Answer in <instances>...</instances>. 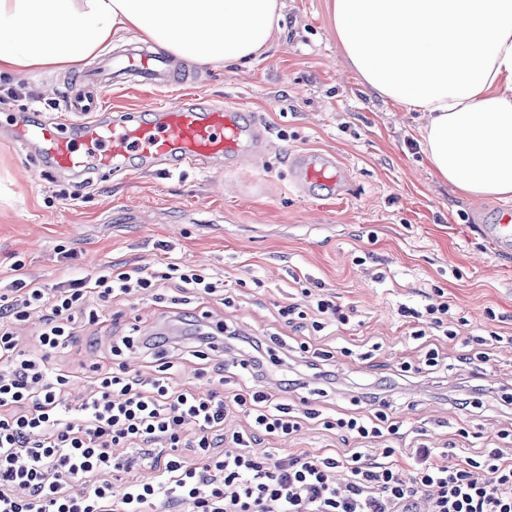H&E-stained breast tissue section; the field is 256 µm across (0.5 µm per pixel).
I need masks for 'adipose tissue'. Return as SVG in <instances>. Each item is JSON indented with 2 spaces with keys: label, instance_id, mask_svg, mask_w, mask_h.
<instances>
[{
  "label": "adipose tissue",
  "instance_id": "1",
  "mask_svg": "<svg viewBox=\"0 0 512 512\" xmlns=\"http://www.w3.org/2000/svg\"><path fill=\"white\" fill-rule=\"evenodd\" d=\"M280 0H0V75L82 64L114 36L200 66L258 59ZM363 82L427 113L434 173L471 198L512 199V0H331Z\"/></svg>",
  "mask_w": 512,
  "mask_h": 512
}]
</instances>
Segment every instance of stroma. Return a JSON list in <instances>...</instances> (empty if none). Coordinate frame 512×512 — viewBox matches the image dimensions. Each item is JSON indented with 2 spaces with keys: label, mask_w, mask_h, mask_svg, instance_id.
<instances>
[{
  "label": "stroma",
  "mask_w": 512,
  "mask_h": 512,
  "mask_svg": "<svg viewBox=\"0 0 512 512\" xmlns=\"http://www.w3.org/2000/svg\"><path fill=\"white\" fill-rule=\"evenodd\" d=\"M329 0H281L283 20L269 50L248 65L182 63L167 88L112 91L113 113L141 115L157 104L192 101L236 105L264 136L260 153L233 166L146 169L130 161L117 172L89 169L77 197L71 173H44L11 135L13 113L47 121L64 113L68 70L0 77V294L21 266L46 288L114 265L160 276L158 288L98 307L56 367L81 394L94 363L113 337L194 336L220 321L268 339L282 364L265 382L278 401L302 413L289 439H264L260 452L343 451L348 441L324 421L384 411L399 435L377 447L410 455L413 448H451L480 457L488 449L512 456V249H499L482 230L502 202L453 191L432 171L421 147L424 112H408L363 86L337 45ZM334 155L347 189L326 198L317 185H296L294 155ZM176 263L224 281L223 293L197 297L163 280ZM335 296L353 308L348 325H330L309 340L329 352L324 369L336 384L310 380L283 392L291 349L302 339L278 315L293 304L308 310L310 294ZM448 301L456 339L427 335L425 321L403 316ZM448 367L425 364L429 349ZM182 359L183 382L199 393L223 385L240 393L251 378L226 366L224 352ZM481 386L483 405L462 410L454 396ZM314 418H306V411Z\"/></svg>",
  "instance_id": "35a3bbf8"
}]
</instances>
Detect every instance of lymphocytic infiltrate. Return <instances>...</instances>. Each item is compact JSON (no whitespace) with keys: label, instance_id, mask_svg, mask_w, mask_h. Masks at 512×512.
I'll return each instance as SVG.
<instances>
[{"label":"lymphocytic infiltrate","instance_id":"f902f5d3","mask_svg":"<svg viewBox=\"0 0 512 512\" xmlns=\"http://www.w3.org/2000/svg\"><path fill=\"white\" fill-rule=\"evenodd\" d=\"M19 299L0 305V512H512V458L491 449L485 460L440 462L420 447L405 460L391 448L339 453H256L258 436L300 428L290 405L253 387L249 394H198L176 386L173 362L155 373H130L125 350L164 346L161 336L113 338L111 358L93 365V385L71 399L69 375L52 365L76 336L80 319L95 322L87 298L106 302L148 290L143 270L103 268L46 292L16 279ZM42 310L37 350L11 329ZM236 348L237 367L265 378L267 345L204 326L192 355L207 359L217 344ZM248 407L247 428L228 429L232 408ZM148 470L115 490V474Z\"/></svg>","mask_w":512,"mask_h":512}]
</instances>
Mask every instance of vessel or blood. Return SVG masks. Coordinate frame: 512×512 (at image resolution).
Returning a JSON list of instances; mask_svg holds the SVG:
<instances>
[{
    "instance_id": "vessel-or-blood-1",
    "label": "vessel or blood",
    "mask_w": 512,
    "mask_h": 512,
    "mask_svg": "<svg viewBox=\"0 0 512 512\" xmlns=\"http://www.w3.org/2000/svg\"><path fill=\"white\" fill-rule=\"evenodd\" d=\"M123 75L131 85L153 86L176 73L170 57L144 49L108 58L101 69L67 86V111L61 121L17 126L21 148L36 149L48 167L59 171L85 166L90 157L97 167L120 171L134 157L146 166L175 159L198 167L225 156H243L256 144L257 122L237 107L202 110L183 103L159 107L152 118L136 123L104 119L100 111L112 91L110 79ZM299 165L306 180L328 186L339 180L332 155L305 154Z\"/></svg>"
}]
</instances>
